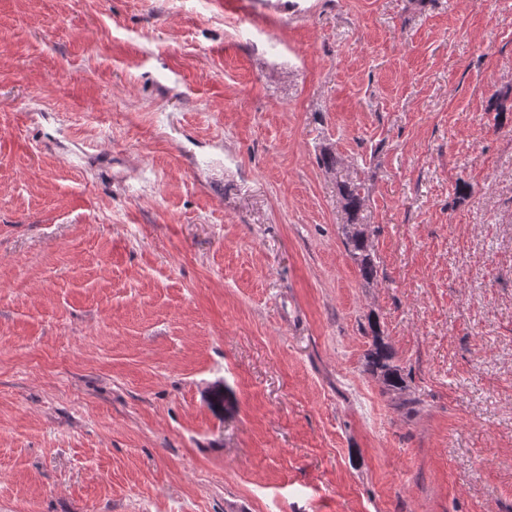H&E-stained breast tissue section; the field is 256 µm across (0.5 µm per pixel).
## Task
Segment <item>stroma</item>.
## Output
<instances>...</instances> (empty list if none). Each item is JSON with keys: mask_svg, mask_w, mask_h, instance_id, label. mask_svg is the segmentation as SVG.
Masks as SVG:
<instances>
[{"mask_svg": "<svg viewBox=\"0 0 512 512\" xmlns=\"http://www.w3.org/2000/svg\"><path fill=\"white\" fill-rule=\"evenodd\" d=\"M0 512H512V0H0ZM365 189L363 182L348 181L341 185L344 208L351 217L350 223L343 224L342 234L345 246L357 262L361 277L366 283H371L377 278L378 270L370 253L367 225L354 222L366 201ZM369 327L373 335V342L366 357L368 369L381 380L387 393L400 398L406 389L405 379L398 366L394 365L393 353L380 338L376 326L370 324Z\"/></svg>", "mask_w": 512, "mask_h": 512, "instance_id": "35a3bbf8", "label": "stroma"}]
</instances>
